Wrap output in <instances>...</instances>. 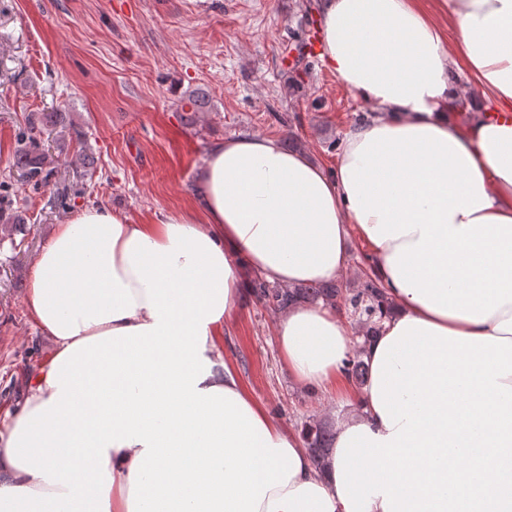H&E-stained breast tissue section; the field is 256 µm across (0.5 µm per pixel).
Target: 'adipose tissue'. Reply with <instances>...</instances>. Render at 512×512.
I'll return each mask as SVG.
<instances>
[{"instance_id":"obj_1","label":"adipose tissue","mask_w":512,"mask_h":512,"mask_svg":"<svg viewBox=\"0 0 512 512\" xmlns=\"http://www.w3.org/2000/svg\"><path fill=\"white\" fill-rule=\"evenodd\" d=\"M455 39L419 0H320V58L372 119L331 168L246 135L216 142L200 204L152 224L86 208L57 225L26 306L50 355L0 432V512H347L335 466L242 388L222 355L243 268L283 286L349 269L368 247L391 303L356 340L336 308L299 305L275 323L294 382L354 402L336 436L389 435L372 364L405 319L512 340V0H445ZM494 103L459 125L458 71Z\"/></svg>"}]
</instances>
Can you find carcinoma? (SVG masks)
Returning <instances> with one entry per match:
<instances>
[{
  "label": "carcinoma",
  "instance_id": "obj_1",
  "mask_svg": "<svg viewBox=\"0 0 512 512\" xmlns=\"http://www.w3.org/2000/svg\"><path fill=\"white\" fill-rule=\"evenodd\" d=\"M58 121L59 113L57 112H42L35 116L30 121L26 138L13 156L12 168L28 184L39 186L48 182L51 171L46 169L47 155L41 148V133L44 128L54 126ZM252 288L259 300L278 309H287L302 303L318 304L320 302L327 306H335L338 300L342 299L362 319L366 338L379 331L382 321L390 310L388 297L371 279L357 288L350 289L347 293L343 292L342 286L332 282L305 283L283 288L270 285L257 277L253 278ZM345 372L359 385L367 382L368 371L358 354L347 361ZM333 437L334 433L331 429L320 423L310 425L304 430L309 457L313 465L320 470L328 464Z\"/></svg>",
  "mask_w": 512,
  "mask_h": 512
}]
</instances>
